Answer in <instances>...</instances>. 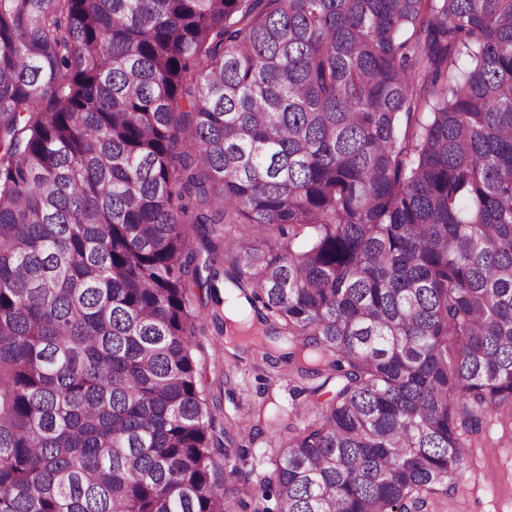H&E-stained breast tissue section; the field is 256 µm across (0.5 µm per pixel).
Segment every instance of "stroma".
<instances>
[{
  "mask_svg": "<svg viewBox=\"0 0 512 512\" xmlns=\"http://www.w3.org/2000/svg\"><path fill=\"white\" fill-rule=\"evenodd\" d=\"M189 296L197 316L198 388L215 419L211 475L231 504L247 502L260 494L289 426L312 422L315 405L332 393L291 380L287 362L263 350L228 351L213 294L194 285ZM467 441L465 475L436 500L434 512H512V419L491 416Z\"/></svg>",
  "mask_w": 512,
  "mask_h": 512,
  "instance_id": "stroma-1",
  "label": "stroma"
}]
</instances>
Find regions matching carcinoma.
I'll list each match as a JSON object with an SVG mask.
<instances>
[{
  "label": "carcinoma",
  "instance_id": "obj_1",
  "mask_svg": "<svg viewBox=\"0 0 512 512\" xmlns=\"http://www.w3.org/2000/svg\"><path fill=\"white\" fill-rule=\"evenodd\" d=\"M217 224L245 346L336 379L240 507L427 512L512 415V0H0V512H229Z\"/></svg>",
  "mask_w": 512,
  "mask_h": 512
}]
</instances>
